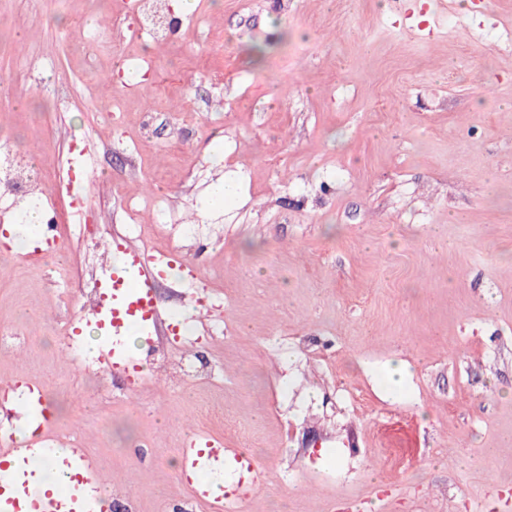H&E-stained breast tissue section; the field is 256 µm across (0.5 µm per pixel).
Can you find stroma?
<instances>
[{"label":"stroma","mask_w":512,"mask_h":512,"mask_svg":"<svg viewBox=\"0 0 512 512\" xmlns=\"http://www.w3.org/2000/svg\"><path fill=\"white\" fill-rule=\"evenodd\" d=\"M0 0V145L56 250L0 251V379L137 512L203 432L263 474L243 512H512V0ZM237 197L212 207L221 177ZM175 252L164 316L98 361L118 244ZM205 358L210 376L188 375ZM137 10L144 30L154 38H166L171 33L170 9L167 0H138Z\"/></svg>","instance_id":"35a3bbf8"}]
</instances>
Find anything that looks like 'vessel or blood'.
<instances>
[{
  "label": "vessel or blood",
  "instance_id": "1",
  "mask_svg": "<svg viewBox=\"0 0 512 512\" xmlns=\"http://www.w3.org/2000/svg\"><path fill=\"white\" fill-rule=\"evenodd\" d=\"M122 266L113 268L109 289L112 302L99 316L111 335L99 360L113 373L124 375L138 369L137 359L129 354L122 338L129 326L151 331L163 314L154 288L164 268L172 266L169 252L149 253L139 248H124ZM47 400L44 383H28L18 406L22 413L40 424H47L43 411ZM183 466L177 479L192 500L208 512H238L255 491L260 468L246 451L225 447L222 438L192 435L181 450ZM49 458L63 480L45 485L27 469L30 458ZM232 482H225V474ZM101 471L83 449L58 441L51 434L27 442L12 437L0 438V512H97Z\"/></svg>",
  "mask_w": 512,
  "mask_h": 512
}]
</instances>
